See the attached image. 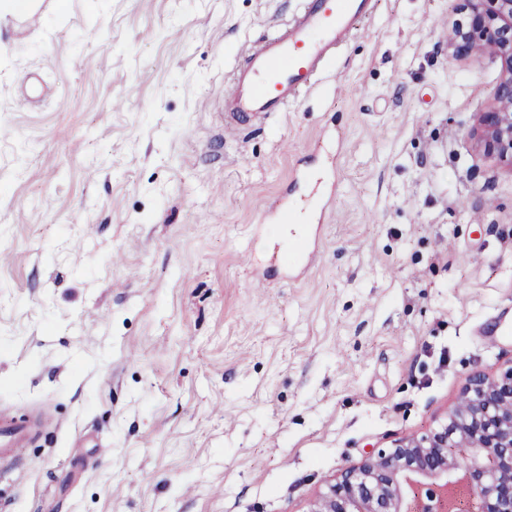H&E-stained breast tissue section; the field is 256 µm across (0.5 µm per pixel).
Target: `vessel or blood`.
Segmentation results:
<instances>
[{"mask_svg": "<svg viewBox=\"0 0 512 512\" xmlns=\"http://www.w3.org/2000/svg\"><path fill=\"white\" fill-rule=\"evenodd\" d=\"M372 13L373 0H305L293 23L249 50L235 68L233 91L224 101L228 129L238 133L286 110L317 84Z\"/></svg>", "mask_w": 512, "mask_h": 512, "instance_id": "obj_1", "label": "vessel or blood"}]
</instances>
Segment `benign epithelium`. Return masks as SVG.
I'll return each mask as SVG.
<instances>
[{"instance_id":"7a95c632","label":"benign epithelium","mask_w":512,"mask_h":512,"mask_svg":"<svg viewBox=\"0 0 512 512\" xmlns=\"http://www.w3.org/2000/svg\"><path fill=\"white\" fill-rule=\"evenodd\" d=\"M448 48L500 66L495 104L470 137L512 170V0H458ZM512 512V367L469 379L445 421L343 469L309 512Z\"/></svg>"}]
</instances>
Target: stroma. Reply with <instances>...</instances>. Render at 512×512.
I'll list each match as a JSON object with an SVG mask.
<instances>
[{
    "label": "stroma",
    "mask_w": 512,
    "mask_h": 512,
    "mask_svg": "<svg viewBox=\"0 0 512 512\" xmlns=\"http://www.w3.org/2000/svg\"><path fill=\"white\" fill-rule=\"evenodd\" d=\"M298 10L0 20V423L36 424L0 512H308L512 367V171L469 137L496 63L452 56L457 0H376L300 101L225 139L234 69Z\"/></svg>",
    "instance_id": "obj_1"
}]
</instances>
